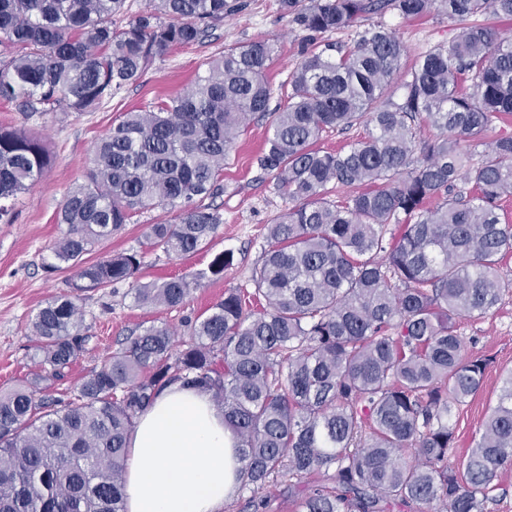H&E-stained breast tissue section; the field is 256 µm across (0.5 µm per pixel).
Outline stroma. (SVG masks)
Returning a JSON list of instances; mask_svg holds the SVG:
<instances>
[{"instance_id": "obj_1", "label": "stroma", "mask_w": 512, "mask_h": 512, "mask_svg": "<svg viewBox=\"0 0 512 512\" xmlns=\"http://www.w3.org/2000/svg\"><path fill=\"white\" fill-rule=\"evenodd\" d=\"M244 2L241 13L214 27L203 42L174 48L167 56L154 60L136 83L95 111L29 116L15 104L0 101V125L22 126L39 133L53 154L49 171L18 195L14 222L0 224V390L24 385L38 373L31 319L45 303L70 291L75 270L65 263L56 264L52 252L64 231L58 214L67 192L84 182L96 141L125 112L183 93L196 76L204 73L212 57L256 39L270 38L278 45L267 76L274 90L270 105L275 108L280 104L279 88L300 62L307 33L281 12L279 0ZM377 23L395 31L405 43L402 69L406 72L426 51L451 42L460 28L459 21L437 12L406 19L390 7L361 20L365 27ZM266 135V121H252L225 162L223 190L212 200L223 213L224 222L206 248L182 257L149 248V225L175 217L173 211L155 207L135 213L129 224L86 254V262L93 263L118 252L140 251L141 279L145 282L207 269L214 256L224 252L232 253L233 261L223 277L204 280L180 308L138 307L125 284L85 294L81 306L89 336L86 349L65 378L56 382V389L75 388L143 323L169 328L176 343L181 344L190 339L191 321L222 300L225 290L252 288L266 228L287 206L274 177L257 165ZM499 275L507 287L497 307L484 315L462 318L458 325L466 357L490 361L481 388L452 412L462 449L468 447L472 435L496 405L502 373L512 370V258L500 264ZM292 483V478L284 475L256 497L245 492L236 494L228 500L224 512H299L295 497L288 491Z\"/></svg>"}]
</instances>
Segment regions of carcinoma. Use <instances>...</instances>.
<instances>
[{"mask_svg":"<svg viewBox=\"0 0 512 512\" xmlns=\"http://www.w3.org/2000/svg\"><path fill=\"white\" fill-rule=\"evenodd\" d=\"M309 32L272 110L266 72L277 44L258 39L207 63L190 89L127 112L95 145L87 182L66 195L67 225L55 258L76 269L68 295L31 321L40 373L0 392V512H124L126 444L136 419L169 385L212 395L234 432L238 490L255 496L274 478L317 474L301 512H487L512 467V372L460 466L453 408L482 386L489 359H468L456 319L501 300L498 266L512 255V135L465 166L469 148L512 114V37L484 24L512 19V0H280ZM390 6L405 18L433 11L464 22L447 45L420 56L387 94L406 48L373 24L352 43L317 40ZM240 0H149L133 18L126 0H0V100L22 112H92L134 84L172 49L193 45L242 11ZM254 118L268 120L259 168L275 177L288 208L267 225L254 269L256 295L230 289L191 324L184 348L151 324L126 338L73 390L52 384L84 351L82 293L131 285L142 307L178 308L207 270L140 282L141 255L84 261L141 209L169 206L172 222L149 225L147 243L167 255L205 248L224 223L204 204ZM439 131L420 141L417 122ZM364 124V138L327 152L317 142ZM37 134L0 126V223L10 201L48 170ZM464 182L472 191L457 185ZM359 186L343 200L325 188ZM440 198L434 207L429 203ZM401 225L385 238V227Z\"/></svg>","mask_w":512,"mask_h":512,"instance_id":"cac0c4a2","label":"carcinoma"}]
</instances>
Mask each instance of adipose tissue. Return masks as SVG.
<instances>
[{
  "label": "adipose tissue",
  "mask_w": 512,
  "mask_h": 512,
  "mask_svg": "<svg viewBox=\"0 0 512 512\" xmlns=\"http://www.w3.org/2000/svg\"><path fill=\"white\" fill-rule=\"evenodd\" d=\"M234 445L210 394L170 385L129 435L125 512H224L239 484Z\"/></svg>",
  "instance_id": "1"
}]
</instances>
